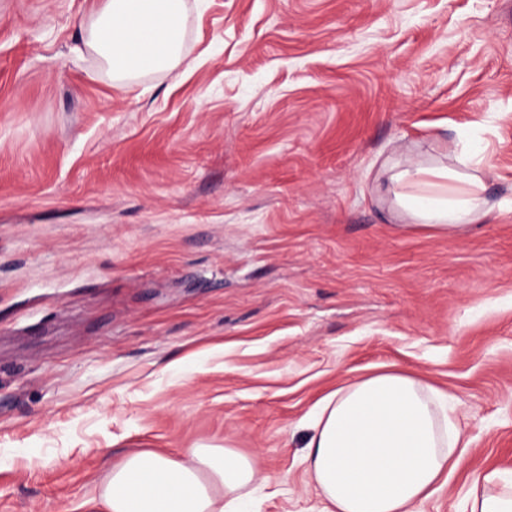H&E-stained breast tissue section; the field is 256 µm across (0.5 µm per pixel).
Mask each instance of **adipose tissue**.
Here are the masks:
<instances>
[{"label": "adipose tissue", "mask_w": 512, "mask_h": 512, "mask_svg": "<svg viewBox=\"0 0 512 512\" xmlns=\"http://www.w3.org/2000/svg\"><path fill=\"white\" fill-rule=\"evenodd\" d=\"M184 0H104L82 19V45L123 79L178 59ZM398 204L424 229L457 236L492 209L483 180L447 166L405 165L389 178ZM302 462L325 512H417L459 468L465 434L448 400L402 372L361 378L322 399ZM256 462L231 450L195 448L180 458L143 450L113 465L88 512H238ZM470 512H512V480L484 472Z\"/></svg>", "instance_id": "1"}]
</instances>
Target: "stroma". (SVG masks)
<instances>
[{
    "mask_svg": "<svg viewBox=\"0 0 512 512\" xmlns=\"http://www.w3.org/2000/svg\"><path fill=\"white\" fill-rule=\"evenodd\" d=\"M102 0H0V512H85L134 450L258 461L323 512L315 404L401 370L512 471V0H185L172 69L76 52ZM475 154L495 208L411 229L395 165Z\"/></svg>",
    "mask_w": 512,
    "mask_h": 512,
    "instance_id": "35a3bbf8",
    "label": "stroma"
}]
</instances>
